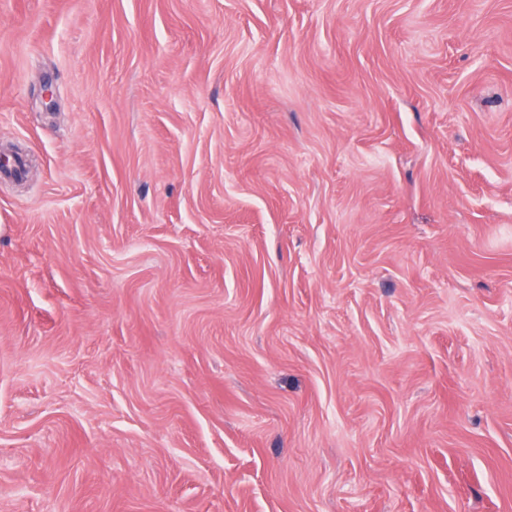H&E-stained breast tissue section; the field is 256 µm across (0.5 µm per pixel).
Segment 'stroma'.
<instances>
[{
    "label": "stroma",
    "mask_w": 512,
    "mask_h": 512,
    "mask_svg": "<svg viewBox=\"0 0 512 512\" xmlns=\"http://www.w3.org/2000/svg\"><path fill=\"white\" fill-rule=\"evenodd\" d=\"M0 512H512V0H0Z\"/></svg>",
    "instance_id": "35a3bbf8"
}]
</instances>
